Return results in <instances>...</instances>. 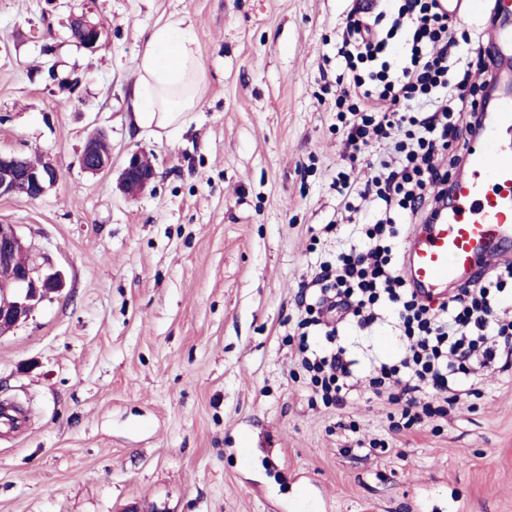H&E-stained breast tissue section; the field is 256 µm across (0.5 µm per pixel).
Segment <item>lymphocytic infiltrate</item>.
Instances as JSON below:
<instances>
[{
  "label": "lymphocytic infiltrate",
  "instance_id": "obj_1",
  "mask_svg": "<svg viewBox=\"0 0 512 512\" xmlns=\"http://www.w3.org/2000/svg\"><path fill=\"white\" fill-rule=\"evenodd\" d=\"M448 17L435 0H405L393 30L407 33L409 53L404 64L391 68L384 60L387 41L356 13L346 17L340 53L348 87L335 100L343 122L350 161L368 158L365 182L340 172L336 190L342 197L358 196L376 203L379 216L366 230L365 247L341 252L325 266L315 315L300 321L298 354L324 404H337L350 364L343 351L312 350L307 329L324 326L327 338L336 330L332 316L343 311L359 329L388 311L406 339L399 365H380L371 387L392 383L390 399L400 407L399 426L422 417L443 414V406L421 403L430 391L445 404H456L467 391L476 367L512 358V319L500 318V301L486 285H473L430 306L408 288L392 261L390 238L401 220H423L434 192L448 182V171L433 162L457 147L476 119L471 75L488 63L479 42L469 34L454 37Z\"/></svg>",
  "mask_w": 512,
  "mask_h": 512
}]
</instances>
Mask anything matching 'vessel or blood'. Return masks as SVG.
I'll return each mask as SVG.
<instances>
[{
	"label": "vessel or blood",
	"mask_w": 512,
	"mask_h": 512,
	"mask_svg": "<svg viewBox=\"0 0 512 512\" xmlns=\"http://www.w3.org/2000/svg\"><path fill=\"white\" fill-rule=\"evenodd\" d=\"M450 20L489 16L487 47L491 79L504 86L494 104H480L478 122L465 140L468 173L448 184V202L430 210L412 235L403 262L417 296L447 301L493 264L512 261V0H436Z\"/></svg>",
	"instance_id": "b4317fda"
}]
</instances>
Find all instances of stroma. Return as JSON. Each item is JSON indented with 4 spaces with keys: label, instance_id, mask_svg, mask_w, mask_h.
Segmentation results:
<instances>
[{
    "label": "stroma",
    "instance_id": "1",
    "mask_svg": "<svg viewBox=\"0 0 512 512\" xmlns=\"http://www.w3.org/2000/svg\"><path fill=\"white\" fill-rule=\"evenodd\" d=\"M350 0H0V151L52 158L38 200L0 198V223L66 286L0 335V512H512V369L483 370L443 418L399 434L368 386L398 363L382 314L334 341L353 360L345 402L313 404L291 338L299 289L361 244L372 215L336 221L344 129L334 101ZM101 24L96 50L73 17ZM194 33L204 106L175 131L132 121L156 26ZM106 132L112 173L79 165ZM147 152L156 178L124 195ZM155 177L156 172L152 162L144 157V153L135 151L123 163L118 184L125 194L130 195L131 192L138 194L147 189Z\"/></svg>",
    "mask_w": 512,
    "mask_h": 512
}]
</instances>
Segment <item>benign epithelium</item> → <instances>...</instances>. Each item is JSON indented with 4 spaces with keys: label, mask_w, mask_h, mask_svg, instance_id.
<instances>
[{
    "label": "benign epithelium",
    "mask_w": 512,
    "mask_h": 512,
    "mask_svg": "<svg viewBox=\"0 0 512 512\" xmlns=\"http://www.w3.org/2000/svg\"><path fill=\"white\" fill-rule=\"evenodd\" d=\"M70 29L81 33L84 48L98 47L102 35L100 25L76 16ZM102 141H107L102 132L90 136L79 159L81 169L93 176L112 172V148L100 149ZM155 177L152 162L144 153L135 151L123 163L118 184L125 194H138ZM57 181L58 168L52 159L43 157L30 167L21 154L0 152V197L20 195L37 200ZM21 240L18 225L0 224V272H7L10 283V287L0 290V335L28 322L41 305L54 301L65 287L63 274L48 257L31 252L25 260H18L15 246Z\"/></svg>",
    "instance_id": "7a95c632"
}]
</instances>
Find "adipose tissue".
<instances>
[{"label":"adipose tissue","instance_id":"adipose-tissue-1","mask_svg":"<svg viewBox=\"0 0 512 512\" xmlns=\"http://www.w3.org/2000/svg\"><path fill=\"white\" fill-rule=\"evenodd\" d=\"M135 92L141 107L135 122L145 128L169 130L184 125L200 110L202 69L195 39L182 20L156 27L139 59Z\"/></svg>","mask_w":512,"mask_h":512}]
</instances>
